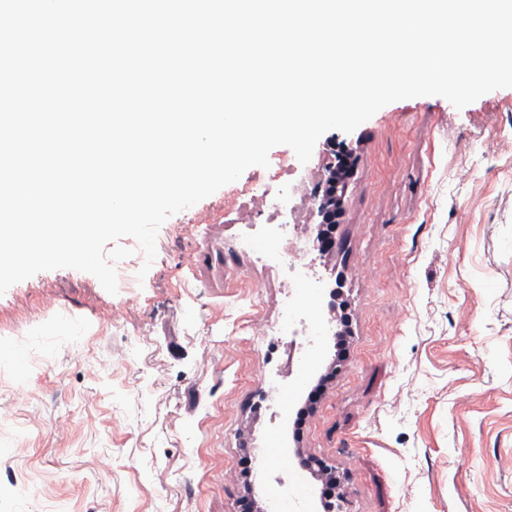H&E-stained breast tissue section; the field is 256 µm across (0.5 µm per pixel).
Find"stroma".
<instances>
[{"label": "stroma", "instance_id": "35a3bbf8", "mask_svg": "<svg viewBox=\"0 0 512 512\" xmlns=\"http://www.w3.org/2000/svg\"><path fill=\"white\" fill-rule=\"evenodd\" d=\"M333 137L354 173L304 305L321 320L341 288L345 358L333 332L281 335L282 276L246 246L263 227L225 223L216 192L117 294L57 269L0 295V512H315L312 458L347 512H512V88L396 101Z\"/></svg>", "mask_w": 512, "mask_h": 512}]
</instances>
